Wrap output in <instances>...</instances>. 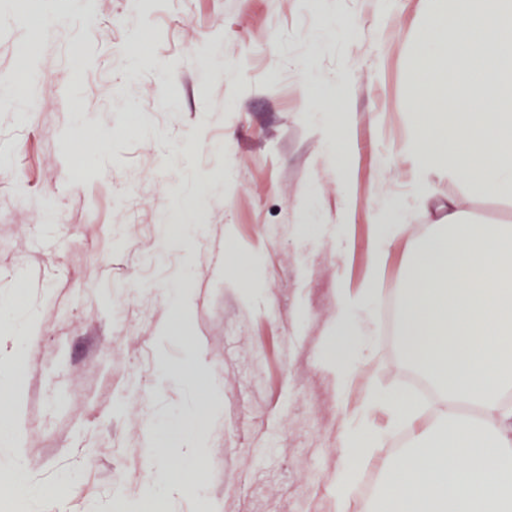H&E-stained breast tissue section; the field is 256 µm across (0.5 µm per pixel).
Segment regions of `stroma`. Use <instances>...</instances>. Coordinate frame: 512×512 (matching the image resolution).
Listing matches in <instances>:
<instances>
[{
	"label": "stroma",
	"mask_w": 512,
	"mask_h": 512,
	"mask_svg": "<svg viewBox=\"0 0 512 512\" xmlns=\"http://www.w3.org/2000/svg\"><path fill=\"white\" fill-rule=\"evenodd\" d=\"M17 3L0 0V90L30 59L38 103L0 104V213L16 217L0 223V367L24 353L17 451L0 449V469L25 463L27 512H113L115 498L159 490L146 458L128 472L114 443L140 449L147 425L187 421L206 447L179 494L160 496L164 512H253L259 499L263 512H336L346 432H381L358 470L379 481L394 434L366 397L411 370L381 315L402 249L385 257L346 388L329 342L338 284L364 276L383 202L406 200L414 180L403 148L426 0H157L150 14L130 0H53L60 21L36 45ZM339 77L346 195L336 112L306 92ZM430 182L476 223L512 224V196L443 173ZM195 185L205 218L180 223ZM131 292L136 307L115 326ZM18 310L35 328L21 347ZM103 353L113 376L147 382L113 388ZM199 354L222 383L220 433L206 402L189 405L185 385L161 374Z\"/></svg>",
	"instance_id": "1"
}]
</instances>
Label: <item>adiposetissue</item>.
<instances>
[{
    "instance_id": "1",
    "label": "adipose tissue",
    "mask_w": 512,
    "mask_h": 512,
    "mask_svg": "<svg viewBox=\"0 0 512 512\" xmlns=\"http://www.w3.org/2000/svg\"><path fill=\"white\" fill-rule=\"evenodd\" d=\"M415 42V194L433 198L423 177L444 170L480 192L512 195V0H428ZM435 210L433 231L419 238L379 225L372 252L379 260L400 245L407 255L398 299L404 358L439 397L470 401L486 417L443 413L435 431L395 456L366 512H512V404L504 399L512 389V225L473 223L454 198ZM376 280L372 269L358 289L336 290L339 384L355 373L358 314ZM377 441L366 428L347 435L337 512H347L355 469Z\"/></svg>"
}]
</instances>
